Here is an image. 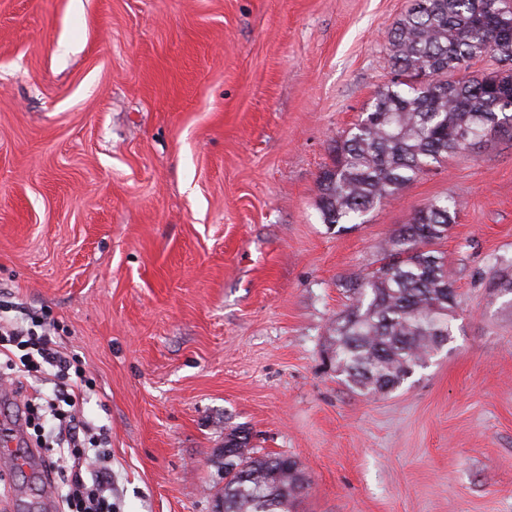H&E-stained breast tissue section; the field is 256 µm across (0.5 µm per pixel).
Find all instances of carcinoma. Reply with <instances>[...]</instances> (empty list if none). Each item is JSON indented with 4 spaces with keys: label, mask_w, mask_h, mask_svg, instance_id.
I'll return each mask as SVG.
<instances>
[{
    "label": "carcinoma",
    "mask_w": 512,
    "mask_h": 512,
    "mask_svg": "<svg viewBox=\"0 0 512 512\" xmlns=\"http://www.w3.org/2000/svg\"><path fill=\"white\" fill-rule=\"evenodd\" d=\"M387 42L401 79L334 142L333 165L317 183L325 224H353L448 157L512 138V69L468 74L476 59L512 61V0H414ZM455 219L450 198L430 200L388 239L378 267L346 280L351 304L336 319L332 358L353 387L393 392L451 333L456 291L434 245ZM224 451V512H294L307 486L295 458L256 454L243 428L227 435Z\"/></svg>",
    "instance_id": "carcinoma-1"
}]
</instances>
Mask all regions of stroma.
<instances>
[{
	"label": "stroma",
	"mask_w": 512,
	"mask_h": 512,
	"mask_svg": "<svg viewBox=\"0 0 512 512\" xmlns=\"http://www.w3.org/2000/svg\"><path fill=\"white\" fill-rule=\"evenodd\" d=\"M408 0H0V303L92 382L112 512H218L250 429L296 512H512V139L322 223L331 147L391 83ZM450 341L363 395L331 358L346 278L431 199ZM0 464V512H42Z\"/></svg>",
	"instance_id": "1"
}]
</instances>
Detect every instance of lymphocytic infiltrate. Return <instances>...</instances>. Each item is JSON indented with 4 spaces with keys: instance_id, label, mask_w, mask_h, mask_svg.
Returning a JSON list of instances; mask_svg holds the SVG:
<instances>
[{
    "instance_id": "obj_1",
    "label": "lymphocytic infiltrate",
    "mask_w": 512,
    "mask_h": 512,
    "mask_svg": "<svg viewBox=\"0 0 512 512\" xmlns=\"http://www.w3.org/2000/svg\"><path fill=\"white\" fill-rule=\"evenodd\" d=\"M77 367V358L59 350L34 313L24 310L15 315L10 307L0 308V376L17 387L25 379L36 380L23 399L26 421L53 423L33 442L45 473L60 487L67 512H112V467L104 452L109 436L105 427L91 426L78 416L84 390L71 377ZM47 375L56 379L48 394L39 386Z\"/></svg>"
}]
</instances>
